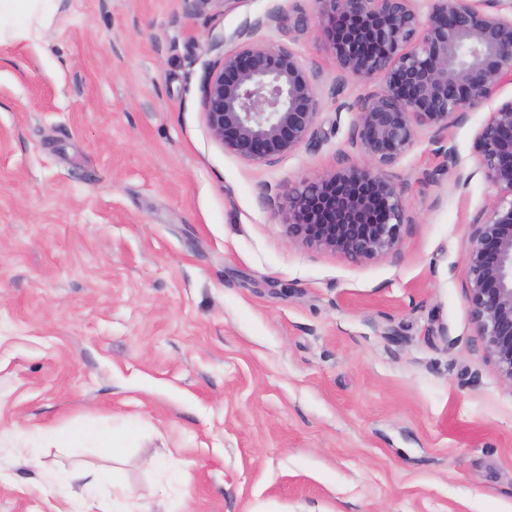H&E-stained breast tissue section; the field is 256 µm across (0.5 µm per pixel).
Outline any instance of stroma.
<instances>
[{
	"instance_id": "stroma-1",
	"label": "stroma",
	"mask_w": 512,
	"mask_h": 512,
	"mask_svg": "<svg viewBox=\"0 0 512 512\" xmlns=\"http://www.w3.org/2000/svg\"><path fill=\"white\" fill-rule=\"evenodd\" d=\"M267 30L318 77L315 144L225 153L202 88ZM312 0H64L0 43V512H58L48 476L113 473L138 512H512V382L472 321L463 253L497 198L487 109L422 130L387 171L399 248L352 263L289 243V187L358 162L360 97ZM453 151L455 165L445 153ZM129 426L110 449L18 454L43 426Z\"/></svg>"
}]
</instances>
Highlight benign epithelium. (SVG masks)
<instances>
[{
	"mask_svg": "<svg viewBox=\"0 0 512 512\" xmlns=\"http://www.w3.org/2000/svg\"><path fill=\"white\" fill-rule=\"evenodd\" d=\"M318 38L350 76L380 79L357 103L351 145L361 162L291 186L278 212L288 241L362 263L397 250L405 204L386 170L415 147L419 131L438 133L484 106L476 159L498 189L472 223L463 255L468 300L484 353L512 381V16L487 0H313ZM302 31L305 19L281 10L236 32L237 48L219 56L203 83V108L224 151L263 163L310 145L319 120L314 75L297 54L258 36L265 26Z\"/></svg>",
	"mask_w": 512,
	"mask_h": 512,
	"instance_id": "benign-epithelium-1",
	"label": "benign epithelium"
}]
</instances>
